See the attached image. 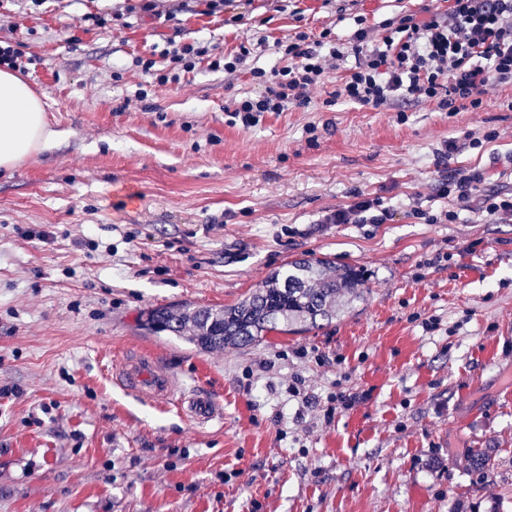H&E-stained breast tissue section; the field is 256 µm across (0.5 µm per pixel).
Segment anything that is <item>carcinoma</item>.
<instances>
[{"instance_id":"cac0c4a2","label":"carcinoma","mask_w":512,"mask_h":512,"mask_svg":"<svg viewBox=\"0 0 512 512\" xmlns=\"http://www.w3.org/2000/svg\"><path fill=\"white\" fill-rule=\"evenodd\" d=\"M369 293L364 272L316 258H300L272 272L240 302L220 310L173 306L149 314L148 326L169 332L198 351L246 347L268 333L299 332L343 319Z\"/></svg>"}]
</instances>
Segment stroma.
Masks as SVG:
<instances>
[{
  "label": "stroma",
  "mask_w": 512,
  "mask_h": 512,
  "mask_svg": "<svg viewBox=\"0 0 512 512\" xmlns=\"http://www.w3.org/2000/svg\"><path fill=\"white\" fill-rule=\"evenodd\" d=\"M144 4L0 0V35L21 42L57 133L0 174V512H512V216L486 223L475 201L453 224L410 214L455 209L436 195L445 166L512 189V85L452 114L327 107L338 68L308 107L246 127L227 109L258 84L210 56L263 39L253 64L268 70L278 39L345 42L422 0ZM171 39L209 53L138 100L137 58L166 66ZM356 191L392 221L322 223ZM303 256L360 268L366 302L208 352L144 326L156 308L233 305ZM136 348L222 416L198 425L113 386ZM483 449L489 469L468 471Z\"/></svg>",
  "instance_id": "1"
}]
</instances>
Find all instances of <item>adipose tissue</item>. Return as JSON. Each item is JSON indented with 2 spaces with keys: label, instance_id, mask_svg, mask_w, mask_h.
Returning <instances> with one entry per match:
<instances>
[{
  "label": "adipose tissue",
  "instance_id": "adipose-tissue-1",
  "mask_svg": "<svg viewBox=\"0 0 512 512\" xmlns=\"http://www.w3.org/2000/svg\"><path fill=\"white\" fill-rule=\"evenodd\" d=\"M55 136L41 99L15 73L0 69V172L15 170Z\"/></svg>",
  "mask_w": 512,
  "mask_h": 512
}]
</instances>
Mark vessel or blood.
Segmentation results:
<instances>
[{"label": "vessel or blood", "mask_w": 512, "mask_h": 512, "mask_svg": "<svg viewBox=\"0 0 512 512\" xmlns=\"http://www.w3.org/2000/svg\"><path fill=\"white\" fill-rule=\"evenodd\" d=\"M112 379L125 393L162 410L177 408L198 424L207 423L222 413L221 406L213 400L200 395L185 396L178 374L143 353L127 354Z\"/></svg>", "instance_id": "1"}]
</instances>
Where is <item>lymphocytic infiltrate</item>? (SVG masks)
Instances as JSON below:
<instances>
[{"label":"lymphocytic infiltrate","mask_w":512,"mask_h":512,"mask_svg":"<svg viewBox=\"0 0 512 512\" xmlns=\"http://www.w3.org/2000/svg\"><path fill=\"white\" fill-rule=\"evenodd\" d=\"M282 66L248 67L253 45L214 56L210 68L233 74L249 70L259 86L255 96L234 101L232 112L243 125H256L264 113L305 107L334 62L353 59L348 75L326 98V105L346 101L375 109L395 100L437 102L445 112L480 108L492 84L512 83V0H452L448 12L428 11L425 20L408 14L389 21L381 33L361 28L351 41L326 45L299 33L280 40ZM482 174L454 170L436 186L439 197L468 202L481 196L487 219L512 214V192L481 195ZM392 218L377 200L356 193L352 204L323 218L327 224H385Z\"/></svg>","instance_id":"1"}]
</instances>
